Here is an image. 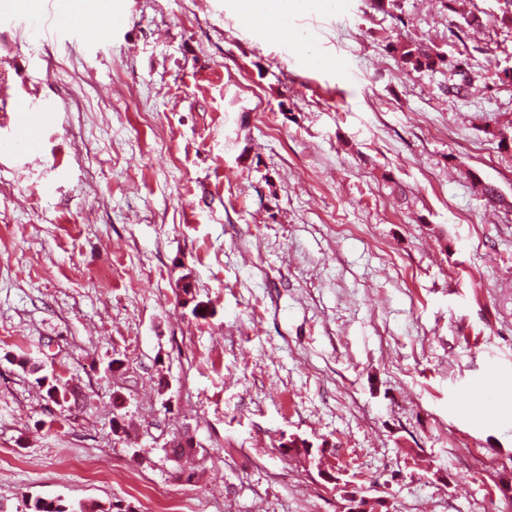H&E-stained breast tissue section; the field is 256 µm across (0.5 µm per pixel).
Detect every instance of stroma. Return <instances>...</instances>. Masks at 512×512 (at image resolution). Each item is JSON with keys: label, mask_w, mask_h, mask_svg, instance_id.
Here are the masks:
<instances>
[{"label": "stroma", "mask_w": 512, "mask_h": 512, "mask_svg": "<svg viewBox=\"0 0 512 512\" xmlns=\"http://www.w3.org/2000/svg\"><path fill=\"white\" fill-rule=\"evenodd\" d=\"M37 2L0 16V138L24 120L43 144L0 154V512H341L336 468L394 512L504 507L505 0H288V42L237 0H114L123 23L84 32ZM397 39L467 60L470 88L406 73ZM182 434L189 479L165 451ZM35 381L40 388H45L47 397L53 402H57V397L62 399L63 402H68L69 394L73 398L74 404L78 402V396L68 389L67 384H61L59 379L54 375H52V377L48 375L39 376L35 378ZM112 506L106 509L100 504L74 506L72 504L66 505L61 500H58L56 504L53 501L36 500L30 505L29 509L32 512H112Z\"/></svg>", "instance_id": "35a3bbf8"}]
</instances>
